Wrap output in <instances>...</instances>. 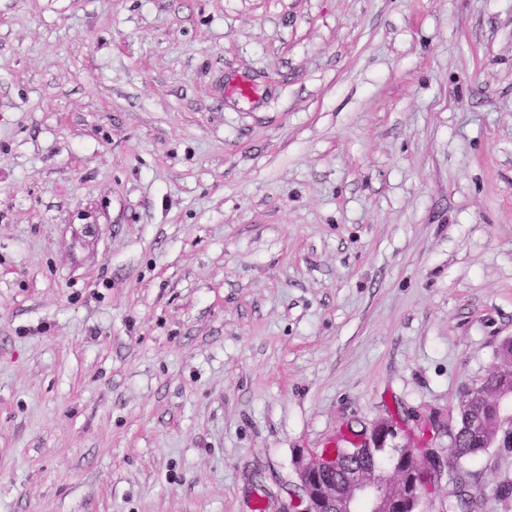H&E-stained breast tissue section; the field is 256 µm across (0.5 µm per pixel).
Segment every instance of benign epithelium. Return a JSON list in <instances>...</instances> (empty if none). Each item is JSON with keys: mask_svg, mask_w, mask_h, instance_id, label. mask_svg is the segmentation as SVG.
I'll list each match as a JSON object with an SVG mask.
<instances>
[{"mask_svg": "<svg viewBox=\"0 0 512 512\" xmlns=\"http://www.w3.org/2000/svg\"><path fill=\"white\" fill-rule=\"evenodd\" d=\"M490 377L497 381L494 391H485L480 380L468 390L465 401L480 397L512 418V366L502 362ZM391 460L389 475L379 465L372 469L352 466L339 485L332 478L336 471L333 458L316 456L299 461L297 475L308 500V512H418L427 489L414 476L435 466L434 461L409 448L396 452Z\"/></svg>", "mask_w": 512, "mask_h": 512, "instance_id": "obj_1", "label": "benign epithelium"}]
</instances>
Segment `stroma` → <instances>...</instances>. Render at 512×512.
I'll return each instance as SVG.
<instances>
[{
  "label": "stroma",
  "mask_w": 512,
  "mask_h": 512,
  "mask_svg": "<svg viewBox=\"0 0 512 512\" xmlns=\"http://www.w3.org/2000/svg\"><path fill=\"white\" fill-rule=\"evenodd\" d=\"M507 336L512 0H0V512H284L390 419L450 459Z\"/></svg>",
  "instance_id": "1"
}]
</instances>
